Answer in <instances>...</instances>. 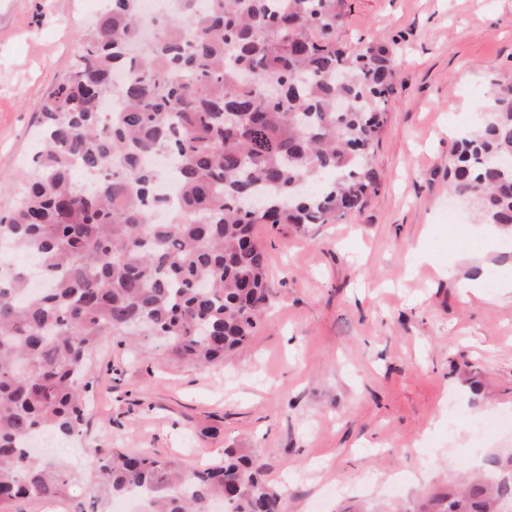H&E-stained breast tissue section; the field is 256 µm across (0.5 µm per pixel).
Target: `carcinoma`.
Masks as SVG:
<instances>
[{"label": "carcinoma", "instance_id": "1", "mask_svg": "<svg viewBox=\"0 0 512 512\" xmlns=\"http://www.w3.org/2000/svg\"><path fill=\"white\" fill-rule=\"evenodd\" d=\"M141 0H107L80 35L72 74L40 112L33 166L0 215V512L61 497L74 481L32 442L83 435L88 361L104 336L160 344L200 365L246 346L270 306L257 224H336L379 194L373 156L390 112L392 57L377 41L336 44L344 0H212L141 41ZM125 69L116 86L114 72ZM122 109L105 116L113 98ZM349 109L338 112L336 101ZM482 128L452 151L448 182L483 221L512 231V84L495 83ZM157 153L176 161V211L156 192ZM78 164L94 178L81 187ZM331 179L316 194L304 186ZM105 499L142 492L147 512H281L282 495L241 448L185 470L144 449L98 460ZM512 476L475 474L428 492L417 512H500Z\"/></svg>", "mask_w": 512, "mask_h": 512}]
</instances>
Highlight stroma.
<instances>
[{
  "label": "stroma",
  "mask_w": 512,
  "mask_h": 512,
  "mask_svg": "<svg viewBox=\"0 0 512 512\" xmlns=\"http://www.w3.org/2000/svg\"><path fill=\"white\" fill-rule=\"evenodd\" d=\"M339 40L395 49L377 197L336 224H259L273 306L248 345L203 369L105 337L91 359L84 434L61 451L67 512L96 500L97 459L148 448L191 469L243 448L283 491L284 512H389L467 468L512 456V293L485 266L494 225L448 194L457 135L512 79V0H346ZM87 0H0V212L29 166L48 90L70 73L97 18ZM422 241L429 259L409 251ZM463 292H470L480 296L489 305L496 303L498 296L512 292V266L511 268H503L499 272L498 281L495 288H498L497 293H489L486 291L485 282L479 276L475 278H467L461 280Z\"/></svg>",
  "instance_id": "stroma-1"
}]
</instances>
